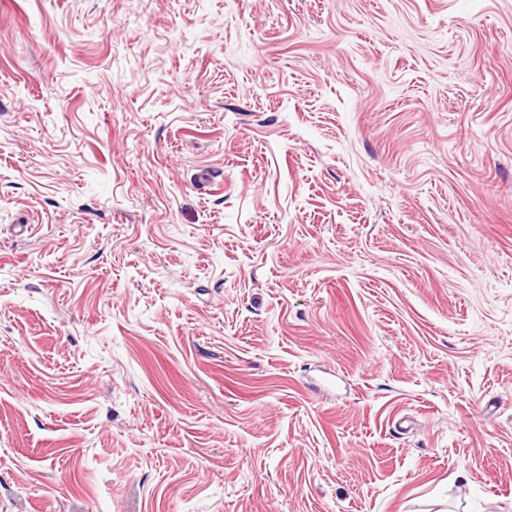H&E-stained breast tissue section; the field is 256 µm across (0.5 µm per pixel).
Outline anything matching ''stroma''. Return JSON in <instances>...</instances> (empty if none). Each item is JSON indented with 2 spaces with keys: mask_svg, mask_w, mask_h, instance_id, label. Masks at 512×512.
<instances>
[{
  "mask_svg": "<svg viewBox=\"0 0 512 512\" xmlns=\"http://www.w3.org/2000/svg\"><path fill=\"white\" fill-rule=\"evenodd\" d=\"M0 512H512V0H0Z\"/></svg>",
  "mask_w": 512,
  "mask_h": 512,
  "instance_id": "35a3bbf8",
  "label": "stroma"
}]
</instances>
